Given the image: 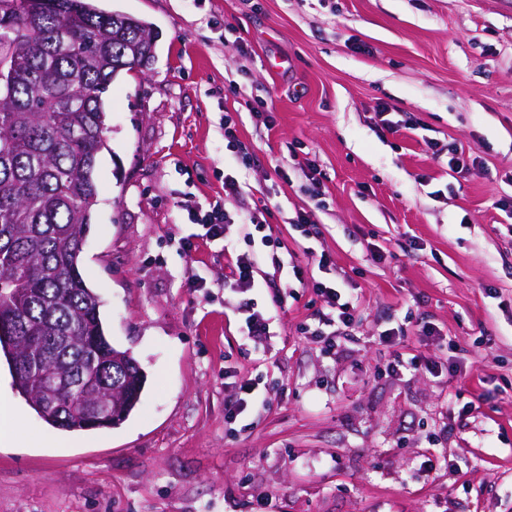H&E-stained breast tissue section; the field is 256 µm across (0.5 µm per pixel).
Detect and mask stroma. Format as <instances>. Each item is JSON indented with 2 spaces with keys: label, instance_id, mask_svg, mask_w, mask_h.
Returning <instances> with one entry per match:
<instances>
[{
  "label": "stroma",
  "instance_id": "35a3bbf8",
  "mask_svg": "<svg viewBox=\"0 0 512 512\" xmlns=\"http://www.w3.org/2000/svg\"><path fill=\"white\" fill-rule=\"evenodd\" d=\"M96 4L159 33L151 69L103 96L80 256L147 382L118 427L67 432L0 363L22 434L0 446V512H512V0ZM427 138L476 169L448 171ZM219 199L267 210L273 246L235 224L203 238L189 217ZM228 245L256 257L263 340L224 286ZM318 281L358 313L333 349L309 334ZM397 327L441 374L388 372L378 334ZM238 377L260 398L233 418Z\"/></svg>",
  "mask_w": 512,
  "mask_h": 512
}]
</instances>
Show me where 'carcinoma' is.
I'll use <instances>...</instances> for the list:
<instances>
[{
	"label": "carcinoma",
	"mask_w": 512,
	"mask_h": 512,
	"mask_svg": "<svg viewBox=\"0 0 512 512\" xmlns=\"http://www.w3.org/2000/svg\"><path fill=\"white\" fill-rule=\"evenodd\" d=\"M0 10V334L16 391L49 425L112 428L146 376L104 333L80 269L106 148L105 94L155 54L150 23L92 0H10Z\"/></svg>",
	"instance_id": "obj_1"
}]
</instances>
